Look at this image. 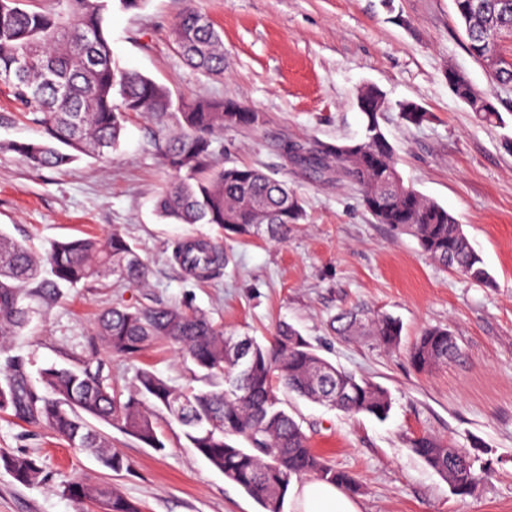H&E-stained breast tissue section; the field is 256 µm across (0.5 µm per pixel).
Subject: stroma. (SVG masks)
Masks as SVG:
<instances>
[{
    "label": "stroma",
    "instance_id": "obj_1",
    "mask_svg": "<svg viewBox=\"0 0 512 512\" xmlns=\"http://www.w3.org/2000/svg\"><path fill=\"white\" fill-rule=\"evenodd\" d=\"M221 32L224 72L186 64L171 29L187 5ZM105 31L126 68L168 88L173 97H232L263 113L256 130H227L213 147L219 158L286 181L305 218L285 240L222 237L210 224H172L155 203L166 174L158 144L167 128L129 114L109 161L82 158L61 171L31 172L0 149V230L44 253L56 240L112 233L124 236L147 265L146 287L105 276L60 284L55 303L12 339L30 382L51 365L100 364L114 391L127 393L138 369L186 384L175 348L159 343L135 359L107 355L96 334L98 315L115 304H165L205 312L236 336L266 342L278 324L299 329L336 367L365 376L392 397L387 420L349 415L286 395L289 413L316 451L362 484L360 512H512V85L495 83L466 48L453 0H144L116 11ZM464 71L494 101L503 124L479 122L448 85L449 68ZM378 86L390 101L428 112L421 125L384 113L405 184L448 208L496 279L472 284L435 264L408 235L375 223L359 192L335 169L316 173L287 158L290 143L359 138L356 95ZM42 129L0 85V142L41 139ZM211 242L224 263L201 282L172 259L175 242ZM363 306L398 317L401 344L346 341L329 324L341 310ZM448 327L460 355L429 373L414 370L407 349L424 328ZM153 421L161 447L151 448L118 426L98 423L129 462L111 471L71 448L45 424L0 413V452L39 461L41 482L23 485L0 469V512H99L63 492L75 481L118 488L143 512H261L190 447L168 413ZM431 434L463 449L480 479L454 494L410 449Z\"/></svg>",
    "mask_w": 512,
    "mask_h": 512
}]
</instances>
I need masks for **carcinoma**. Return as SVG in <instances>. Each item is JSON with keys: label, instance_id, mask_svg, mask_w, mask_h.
<instances>
[{"label": "carcinoma", "instance_id": "cac0c4a2", "mask_svg": "<svg viewBox=\"0 0 512 512\" xmlns=\"http://www.w3.org/2000/svg\"><path fill=\"white\" fill-rule=\"evenodd\" d=\"M145 0H53L49 10L30 11L24 0H0V84L32 121L43 129L37 142L0 144L36 172L62 170L80 156L103 160L112 155L131 113H145L160 122L171 120L177 132L165 140L162 160L168 173L157 200L161 217L176 224H212L222 233L253 235L260 227L282 240L288 225L304 218L299 197L288 185L262 170L234 162L219 163L212 147L225 130H255L262 113L231 98H179L151 78L124 68L113 55L104 24L112 10L139 8ZM456 14L467 32V48L477 60L488 61L493 79L512 84V63L500 57V38L512 33V0H457ZM171 35L185 59L205 74L224 71V42L218 30L189 7ZM30 59L21 69L18 61ZM448 85L457 98L487 123L503 121L491 98L479 92L467 75L448 69ZM363 133L350 143L319 144L311 163L335 167L336 174L361 193L365 208L378 224L414 237L438 265L491 287L494 277L472 247L462 225L447 208L404 184L393 144L380 119L391 108L383 92L365 85L357 93ZM400 119L412 125L428 113L410 101L396 104ZM175 260L201 280L211 278L222 262L209 242L186 238ZM99 274L115 276L136 286L146 285V270L133 246L114 233L103 240L72 237L52 242L40 257L0 230V355L8 340L29 322L26 299L53 301L60 282L71 286ZM337 335L349 340L371 336L383 347H396L402 324L388 313L345 310L336 316ZM97 334L114 356L134 357L164 341L189 361L191 381L180 388L151 370L136 375L127 397L106 387L99 372L50 366L40 372L41 389L28 383L25 364L5 358L0 372V411L44 423L79 451L95 455L119 472L127 459L90 423L116 424L126 434L152 447H163L150 403L166 410L184 427L192 447L239 486L262 509L283 512L292 482L304 476L335 484L355 493L356 476L331 466L311 448L301 425L284 408L283 392L338 409L389 416L392 397L387 389L358 377L319 356L288 323L278 326L264 345L246 339L242 363L231 336L203 312L177 307L117 305L97 321ZM460 348L452 331L436 326L415 338L408 357L420 372L448 365ZM412 452L448 480L458 495L478 480L466 452L430 434L410 441ZM0 468L19 483L30 485L42 474L36 460L0 452ZM64 492L76 501L96 502L103 512H142L141 505L116 488L74 482Z\"/></svg>", "mask_w": 512, "mask_h": 512}]
</instances>
